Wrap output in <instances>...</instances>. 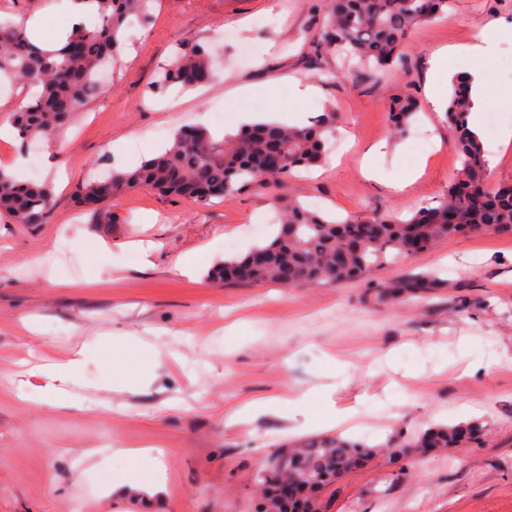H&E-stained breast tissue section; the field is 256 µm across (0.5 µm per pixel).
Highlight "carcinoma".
Instances as JSON below:
<instances>
[{
  "instance_id": "cac0c4a2",
  "label": "carcinoma",
  "mask_w": 512,
  "mask_h": 512,
  "mask_svg": "<svg viewBox=\"0 0 512 512\" xmlns=\"http://www.w3.org/2000/svg\"><path fill=\"white\" fill-rule=\"evenodd\" d=\"M453 0H324L315 51L334 54L347 50L363 63L361 74L378 80L396 65H404L403 47L420 25L448 14ZM94 6V27L80 22L53 50L30 41L23 27L0 23V72L21 82L33 96L13 113L12 126L24 144L51 140L82 111L99 89L100 70L116 63L125 49L123 34L128 17L146 18L151 0H86ZM216 77L209 51L200 44L186 47L165 72L157 92L171 85L193 90ZM471 98L468 80L454 82L448 96L445 121L455 131L459 175L433 205L394 210L369 217L330 218L302 205L295 197L276 196L278 228L269 241L254 246L243 257H230L208 274L226 286L264 284L290 288L314 283L372 282L370 276L384 264L411 254L415 241L428 251L440 240L458 233L512 234V185L489 187V169L481 138L468 128ZM417 103L412 95L396 98L389 117L397 130L410 123ZM338 115L331 107L307 126L287 127L274 122L248 126L239 133L215 138L198 126L179 128L162 152L135 167L114 168L103 177L76 186L74 205L89 214L92 223H117L113 199L125 192L149 189L166 196L206 206L214 200L259 184L279 189L302 170L325 163L327 136ZM274 155L288 160L284 171L265 173L261 165ZM55 208L53 188L24 181L0 168V217L14 224H47ZM264 255L261 264L254 253ZM436 279L416 278L390 295L434 288ZM482 423L430 425L406 440L382 445L354 443L339 436L311 438L270 458L259 479L262 504L269 512H320L317 498H303L301 506L277 499L278 485L291 479L312 490L379 455L392 464L409 456L410 449L436 450L479 445Z\"/></svg>"
}]
</instances>
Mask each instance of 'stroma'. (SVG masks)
Segmentation results:
<instances>
[{
    "label": "stroma",
    "mask_w": 512,
    "mask_h": 512,
    "mask_svg": "<svg viewBox=\"0 0 512 512\" xmlns=\"http://www.w3.org/2000/svg\"><path fill=\"white\" fill-rule=\"evenodd\" d=\"M321 0H156L114 67L112 80L50 141L22 149L0 138V165L14 155L21 178L48 183L57 204L49 223L0 219V512H256L258 474L286 443L311 438L308 418L336 411L342 437L380 444L429 423L471 421L487 432L477 448L413 449L404 473L382 462L321 490L322 512H512V235L446 238L375 273L383 288L428 275L439 287L378 300L361 282L284 288L224 286L215 264L264 243L275 189L254 187L208 206L149 190L123 194L120 223L102 228L74 208L75 187L99 173L140 162L184 125L222 135L227 121L265 112L290 123L334 107L339 127L322 167L285 189L344 217L418 208L439 200L460 163L455 134L427 103L433 52L469 42L475 25L498 42L493 58L458 56L455 75L479 70L495 122H483L490 176L512 183V0H455L448 17L421 25L406 66L364 81L357 58L315 54ZM35 23L44 43H60L71 16L58 0H0V20ZM210 45L228 79L194 91L153 87L186 43ZM336 70L323 82L319 74ZM318 87L306 104L291 79ZM410 94L421 108L395 131L390 102ZM374 163L384 180L365 178L361 158L380 142ZM37 161L30 170L29 161ZM406 196L387 180L415 167ZM192 258L195 274L182 270ZM134 362L153 347V379L125 385L105 352ZM80 354L81 375L63 383L66 405L25 406L17 389L40 396L41 365ZM350 381L335 385L331 361ZM309 392L304 404L292 401ZM278 401L276 413L234 423V409Z\"/></svg>",
    "instance_id": "stroma-1"
}]
</instances>
